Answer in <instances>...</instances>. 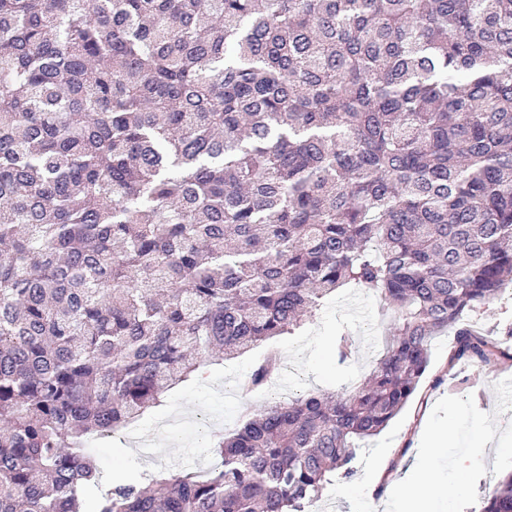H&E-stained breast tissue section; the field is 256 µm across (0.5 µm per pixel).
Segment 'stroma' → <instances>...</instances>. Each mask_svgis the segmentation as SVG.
<instances>
[{"label": "stroma", "mask_w": 512, "mask_h": 512, "mask_svg": "<svg viewBox=\"0 0 512 512\" xmlns=\"http://www.w3.org/2000/svg\"><path fill=\"white\" fill-rule=\"evenodd\" d=\"M469 320L480 331L500 338L512 327V288L492 303L480 306ZM388 316L379 301L361 288H343L326 299L312 317L292 334L259 345L224 362H207L206 377L189 380L171 389L160 405L138 418L126 434L93 436L90 454L107 480L122 476L129 481L144 474H176L190 469L204 471L216 458L212 447L220 435L238 429L242 414L275 403H286L300 394L351 388L375 367L387 337ZM347 329L355 354L347 364L326 356L339 329ZM452 336L441 334L431 341V362L415 399L378 435L366 439L358 453L356 474L347 481L327 484L311 512H394L393 491L383 487L371 492L369 480L378 472L403 473L428 469L445 484H454L455 460L469 454L475 441L487 451L477 457L468 474L470 490L456 499L452 512H479L485 487L512 472V455H498L494 447L512 429V398L503 397L496 363L467 366L458 378L445 377ZM279 353L282 370L263 390L243 393L241 384L253 364L268 350ZM441 385H434L435 377ZM437 419L451 429L448 446L436 455L420 454L415 440L423 422Z\"/></svg>", "instance_id": "35a3bbf8"}]
</instances>
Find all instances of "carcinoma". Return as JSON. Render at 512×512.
<instances>
[{"instance_id": "obj_1", "label": "carcinoma", "mask_w": 512, "mask_h": 512, "mask_svg": "<svg viewBox=\"0 0 512 512\" xmlns=\"http://www.w3.org/2000/svg\"><path fill=\"white\" fill-rule=\"evenodd\" d=\"M510 284L512 0H0V512H309L433 336L512 360L464 321ZM346 287L393 312L368 377L103 482L87 436Z\"/></svg>"}]
</instances>
